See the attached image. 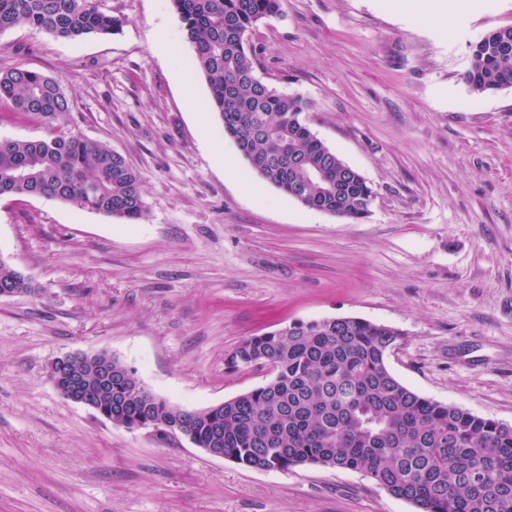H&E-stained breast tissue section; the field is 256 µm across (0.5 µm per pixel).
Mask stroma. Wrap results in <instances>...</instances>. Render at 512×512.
<instances>
[{
    "label": "stroma",
    "instance_id": "1",
    "mask_svg": "<svg viewBox=\"0 0 512 512\" xmlns=\"http://www.w3.org/2000/svg\"><path fill=\"white\" fill-rule=\"evenodd\" d=\"M99 2L118 33H0V67L54 80L64 124L140 172L148 209L0 198V257L33 287L0 297V512H417L357 471H259L112 424L48 367L105 351L198 410L265 382L225 365L246 337L358 317L400 331L387 365L404 385L512 426V88L464 80L512 0H456L445 27L416 0H284L251 33L257 75L302 96L370 183L359 220L304 208L240 157L170 0ZM164 32L179 41L160 55Z\"/></svg>",
    "mask_w": 512,
    "mask_h": 512
}]
</instances>
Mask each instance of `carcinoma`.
<instances>
[{
	"label": "carcinoma",
	"mask_w": 512,
	"mask_h": 512,
	"mask_svg": "<svg viewBox=\"0 0 512 512\" xmlns=\"http://www.w3.org/2000/svg\"><path fill=\"white\" fill-rule=\"evenodd\" d=\"M205 76L224 135L264 181L302 206L363 218L374 192L310 129L306 102L256 74L249 35L278 15L282 0H171ZM28 26L58 38L111 35L122 20L97 0H0V33ZM464 79L484 94L512 87V27L472 46ZM0 101L41 121L40 140H0V197L42 196L108 217L147 216L138 171L104 142L64 128L68 101L50 78L17 63L0 69ZM31 291L0 257V293ZM395 328L354 317L296 320L243 339L227 368L267 371L266 381L221 404L185 410L156 397L112 358V387L99 386L103 359L75 356L54 377L68 393L79 376L102 417L129 428L151 420L182 429L198 448L255 470L297 465L359 471L418 512H512V426L424 397L389 370Z\"/></svg>",
	"instance_id": "carcinoma-1"
}]
</instances>
